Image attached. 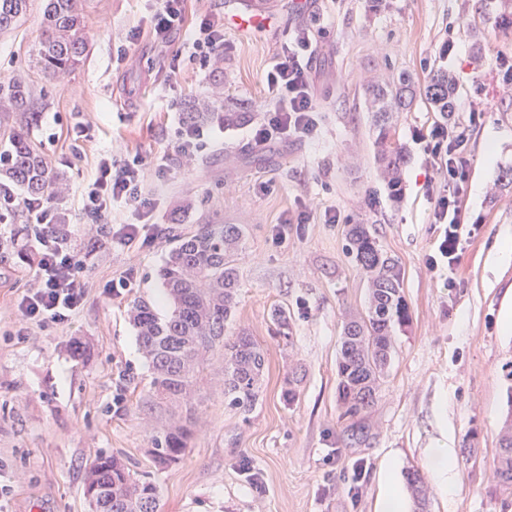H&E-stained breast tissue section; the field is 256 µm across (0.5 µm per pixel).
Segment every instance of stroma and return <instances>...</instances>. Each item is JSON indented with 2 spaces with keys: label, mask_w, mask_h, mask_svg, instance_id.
Wrapping results in <instances>:
<instances>
[{
  "label": "stroma",
  "mask_w": 512,
  "mask_h": 512,
  "mask_svg": "<svg viewBox=\"0 0 512 512\" xmlns=\"http://www.w3.org/2000/svg\"><path fill=\"white\" fill-rule=\"evenodd\" d=\"M260 4L265 33L240 32L234 17ZM499 0H189L187 22L224 17V57L216 68L182 61L176 74L146 35L149 0H87L88 55L62 82L47 84L32 65L41 0L26 21L0 34V80L27 73L48 86L33 129L52 164L67 175L58 229L77 253L85 282L80 308L64 324L27 319L19 303L35 284L34 235L7 230L0 250V512H90L84 482L101 456L122 459L158 488L161 512H376L388 467L416 469L427 512H512L495 491L492 461L507 412L512 371V262L495 263L503 226L512 227V192H494L512 166V21ZM310 30V77L320 124L308 141L255 144L252 131L271 106L265 76L289 34ZM139 41L118 56L120 40ZM483 57L472 58L474 38ZM456 77L452 117L424 98L395 113V138L409 156L399 196L381 181L373 157L367 88L400 72L425 83L432 67ZM220 112L236 102L251 120L210 125L208 147L181 158L164 177L148 175L151 208L114 207L109 223H83L80 192L108 155L158 157L187 102ZM450 123L467 135L468 189L461 203L459 261L430 266L442 225L434 208L444 176L428 151L430 132ZM496 133V158L487 135ZM307 223H298L300 212ZM336 223H328V212ZM371 226L395 257L411 321L397 331L384 384L373 405L344 415L336 358L344 322L363 310L366 282L346 251L351 224ZM116 224H153L149 245L113 244ZM199 224H238V304L228 335L246 332L264 348L266 370L249 413L224 401V364L214 356L191 405L152 394L130 309L140 300L171 312L158 276L178 237ZM129 286L109 291L113 279ZM288 314L287 326L272 319ZM89 353L73 354V341ZM188 429L187 449L161 466L153 439L170 424ZM454 462L450 487L432 471L435 449ZM475 449L464 461V449Z\"/></svg>",
  "instance_id": "35a3bbf8"
}]
</instances>
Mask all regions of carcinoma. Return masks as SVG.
I'll return each instance as SVG.
<instances>
[{
  "instance_id": "carcinoma-1",
  "label": "carcinoma",
  "mask_w": 512,
  "mask_h": 512,
  "mask_svg": "<svg viewBox=\"0 0 512 512\" xmlns=\"http://www.w3.org/2000/svg\"><path fill=\"white\" fill-rule=\"evenodd\" d=\"M31 0H0V33L17 28L27 19ZM86 16L82 0H46L34 67L44 77L59 79L74 72L87 53ZM455 80L437 68L430 71L420 90L412 75L403 72L388 84H373L367 94L374 117L375 158L397 195L406 154L394 138L392 117L412 107L418 92L425 94L433 111H454ZM47 96L23 79L0 80V121L10 124L0 134V217L10 224L36 223L32 204L56 201L61 180L41 145L31 134L37 104ZM183 123L202 126L218 123L233 128L246 123L249 113L233 105L222 112L184 108ZM244 230L238 224H199L191 235L178 239L170 249L159 277L172 304L161 318L153 306L139 301L133 323L139 345L154 369L153 395L160 399L190 395L210 353L224 358V399L243 413L252 410L259 396L265 368V351L252 337L225 335L236 305L238 268L236 255ZM348 253L366 276L369 305L365 313L345 323L337 358L338 398L345 414L356 416L373 403L390 365L396 330L411 319L403 292L401 268L378 244L367 224H350L346 230ZM508 414L495 456L498 484L512 490V386L507 389ZM187 430L174 427L155 438L153 457L168 465L186 451ZM417 512H424L426 498L419 471L406 473ZM85 492L92 512H159L157 487L136 476L114 456L97 458L89 468Z\"/></svg>"
}]
</instances>
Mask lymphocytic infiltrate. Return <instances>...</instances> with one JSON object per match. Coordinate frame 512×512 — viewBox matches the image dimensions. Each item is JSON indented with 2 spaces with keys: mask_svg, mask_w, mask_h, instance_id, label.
Here are the masks:
<instances>
[{
  "mask_svg": "<svg viewBox=\"0 0 512 512\" xmlns=\"http://www.w3.org/2000/svg\"><path fill=\"white\" fill-rule=\"evenodd\" d=\"M152 19L148 31L151 41L168 50V71L176 73L182 50L175 48L174 38L185 34L186 47L202 64H210L224 53V19L204 13L193 28H186L187 0H152ZM185 47V48H186ZM308 32L295 35L291 46L266 74V84L273 103L253 138L265 143L275 138L313 137L318 128V108L307 73L311 54ZM431 138V153L445 171L446 185L434 209V221L444 227L438 252L448 265L459 260L462 226L457 203L467 191L468 159L465 155V132L438 128ZM144 167L140 157H107L95 177L81 191L80 213L95 223L106 222L114 204L122 203L140 210L149 204L143 194ZM85 295V284L77 271L76 258L67 247L49 238L38 242V280L25 294L20 307L26 317L36 322L65 323L79 308Z\"/></svg>",
  "mask_w": 512,
  "mask_h": 512,
  "instance_id": "1",
  "label": "lymphocytic infiltrate"
}]
</instances>
